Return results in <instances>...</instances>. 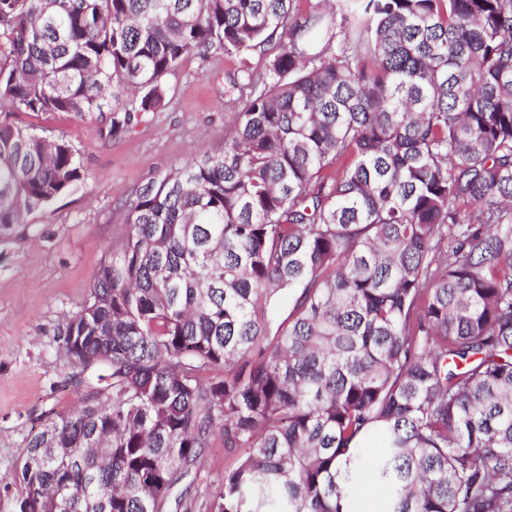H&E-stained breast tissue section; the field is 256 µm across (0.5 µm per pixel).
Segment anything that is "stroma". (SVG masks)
Here are the masks:
<instances>
[{
    "label": "stroma",
    "instance_id": "stroma-1",
    "mask_svg": "<svg viewBox=\"0 0 512 512\" xmlns=\"http://www.w3.org/2000/svg\"><path fill=\"white\" fill-rule=\"evenodd\" d=\"M267 61L259 50L243 59H188L169 82L165 106L112 139L87 118L0 105L18 122L63 136L89 172L74 192L0 228V512H12L22 491L18 473L30 438L91 400L78 367L58 349L57 327L84 305L136 189L218 148L233 110L225 96L230 78L245 65L263 71Z\"/></svg>",
    "mask_w": 512,
    "mask_h": 512
}]
</instances>
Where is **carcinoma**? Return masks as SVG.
Masks as SVG:
<instances>
[{
    "label": "carcinoma",
    "mask_w": 512,
    "mask_h": 512,
    "mask_svg": "<svg viewBox=\"0 0 512 512\" xmlns=\"http://www.w3.org/2000/svg\"><path fill=\"white\" fill-rule=\"evenodd\" d=\"M294 2L0 0V98L109 138L278 38L58 327L111 383L29 441L14 512H512V0ZM86 178L0 116L1 227ZM217 437L236 465L176 492Z\"/></svg>",
    "instance_id": "obj_1"
}]
</instances>
